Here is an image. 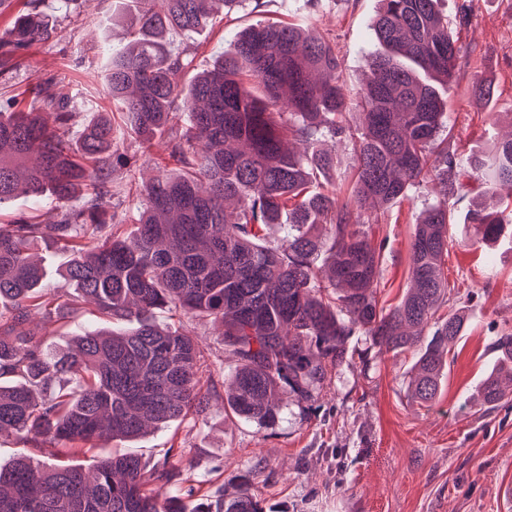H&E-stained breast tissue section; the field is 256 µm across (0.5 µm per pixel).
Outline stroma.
I'll return each instance as SVG.
<instances>
[{
    "label": "stroma",
    "mask_w": 512,
    "mask_h": 512,
    "mask_svg": "<svg viewBox=\"0 0 512 512\" xmlns=\"http://www.w3.org/2000/svg\"><path fill=\"white\" fill-rule=\"evenodd\" d=\"M460 0H438L440 11L462 50L456 85L445 99L448 128L459 152L487 153L512 138V0H473L468 23L458 24ZM120 0H49L52 34L30 48L0 87V102L23 93L38 79L58 76V92L71 106L70 132L79 135L92 109L107 105L100 78L104 49L123 47L126 23L117 16ZM379 0H242L233 13L199 34L176 39L189 51L195 71L214 63L239 32L267 22L303 27L331 42L344 79L356 90L367 75L366 60L380 45L372 22ZM491 82L493 101L473 92ZM128 174L145 184L172 160L163 143L141 151L138 141L124 145ZM455 205L456 240L448 254V281L468 293L471 319L455 347L448 379L436 402L424 407L407 392L406 371L412 352L373 354L367 373L346 368L314 398V416L281 411L267 427L245 421L219 406L183 420L148 429L127 442V451L168 458L197 489L200 499L236 494L250 479L266 512H512L497 489L512 485V401L487 411L472 394L497 353L496 336L512 332V226L495 244L470 246L472 225L465 217L488 195L470 173ZM438 191L428 183L388 207L362 210L361 223L372 225V240L382 248L378 285L381 306L396 304L411 264L410 240ZM50 197L19 196L0 205V221L29 217L41 224L57 220ZM494 267H487V259ZM158 322L190 336L202 358L203 387L223 391L234 366L224 352L219 323L161 311ZM46 347L62 352L86 332L107 326L94 308L63 322L33 314Z\"/></svg>",
    "instance_id": "stroma-1"
}]
</instances>
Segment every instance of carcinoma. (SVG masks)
I'll return each mask as SVG.
<instances>
[{"instance_id":"1","label":"carcinoma","mask_w":512,"mask_h":512,"mask_svg":"<svg viewBox=\"0 0 512 512\" xmlns=\"http://www.w3.org/2000/svg\"><path fill=\"white\" fill-rule=\"evenodd\" d=\"M374 32L383 51L368 57L358 92L363 112L346 122V89L333 46L304 30L272 23L227 44L213 67L186 81L193 59L171 47L210 18L216 0H132L124 50L103 74L125 129L102 115L76 140L73 113L52 76L31 88L29 103L0 111V204L50 196L55 224L0 223V434L51 456L132 441L148 428L206 411L217 394L202 390L192 339L155 320L180 309L223 327L234 361L224 381V410L271 425L288 395L303 411L330 384L332 371L368 351L413 350L408 394L435 401L452 347L468 324L464 296L443 266L453 246L449 226L467 166L512 199V139L468 160L450 143L439 87L453 90L459 49L437 0H382ZM46 0H24L0 33V82L17 55L48 33ZM141 144L165 141L176 167L136 187L113 173L125 162L124 134ZM311 154L297 155L294 139ZM325 138L353 144L349 197L311 190L315 173L341 166L319 149ZM439 184L441 199L415 225L412 264L400 302L379 306L381 249L359 222L367 204L388 206L410 189ZM83 195L74 209L71 200ZM137 199L133 235L113 232L112 200ZM235 211L227 212V203ZM288 213L283 238L266 224ZM473 243L488 245L512 223V210L472 211ZM62 243L70 261L64 283L46 286L41 244ZM93 301L110 331H90L65 353L43 347L26 328L34 311L66 319L69 296ZM369 346L357 350L353 339ZM497 362L475 391L493 408L512 401V334L494 341ZM177 473L168 458L112 454L92 473L79 464L46 463L23 453L0 465V512H263L245 483L236 496L189 507L188 488L170 495Z\"/></svg>"}]
</instances>
